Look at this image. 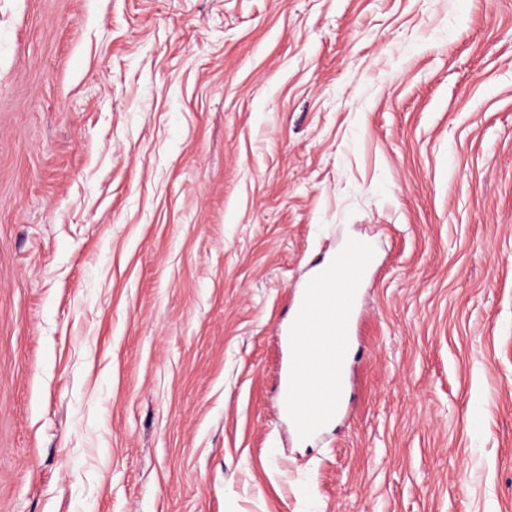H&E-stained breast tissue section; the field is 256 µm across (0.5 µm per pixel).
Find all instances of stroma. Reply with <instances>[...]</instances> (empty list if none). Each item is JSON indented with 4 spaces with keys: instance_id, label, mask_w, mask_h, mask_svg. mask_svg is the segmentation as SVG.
I'll return each instance as SVG.
<instances>
[{
    "instance_id": "1",
    "label": "stroma",
    "mask_w": 512,
    "mask_h": 512,
    "mask_svg": "<svg viewBox=\"0 0 512 512\" xmlns=\"http://www.w3.org/2000/svg\"><path fill=\"white\" fill-rule=\"evenodd\" d=\"M0 512H512V0H0ZM342 249L335 265L307 281L304 293L294 301L291 309L288 333L303 339L302 346L294 349L288 362L282 391L290 395L294 404L288 415L298 434L301 433V421L308 412L336 418L345 387V379L336 371V359L346 349L348 336H352V319L348 312L339 318L336 313L341 314L347 294L358 287L357 281L367 269V258L361 249L349 242ZM327 280L357 283L329 285L327 294L336 299V306H333L324 294Z\"/></svg>"
}]
</instances>
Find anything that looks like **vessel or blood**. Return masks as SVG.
I'll list each match as a JSON object with an SVG mask.
<instances>
[{"mask_svg": "<svg viewBox=\"0 0 512 512\" xmlns=\"http://www.w3.org/2000/svg\"><path fill=\"white\" fill-rule=\"evenodd\" d=\"M364 252L345 245L335 265L323 275L311 278L305 291L291 309L288 332L301 337L282 380V390L290 395L293 406L288 415L300 424L307 413L336 415L345 380L336 370L335 360L342 356L352 334L350 315H337L335 306L325 298L326 281L356 282L366 271Z\"/></svg>", "mask_w": 512, "mask_h": 512, "instance_id": "b4317fda", "label": "vessel or blood"}]
</instances>
